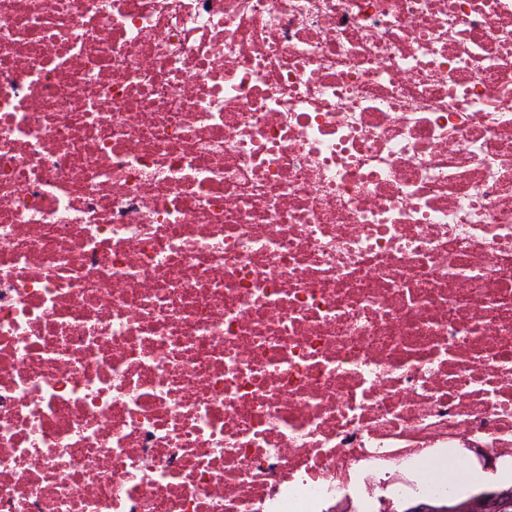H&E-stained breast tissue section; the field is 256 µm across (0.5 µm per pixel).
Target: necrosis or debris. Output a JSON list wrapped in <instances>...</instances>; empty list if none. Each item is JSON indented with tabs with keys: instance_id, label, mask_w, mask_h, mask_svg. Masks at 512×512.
<instances>
[{
	"instance_id": "necrosis-or-debris-1",
	"label": "necrosis or debris",
	"mask_w": 512,
	"mask_h": 512,
	"mask_svg": "<svg viewBox=\"0 0 512 512\" xmlns=\"http://www.w3.org/2000/svg\"><path fill=\"white\" fill-rule=\"evenodd\" d=\"M512 467V0H0V512H364Z\"/></svg>"
}]
</instances>
